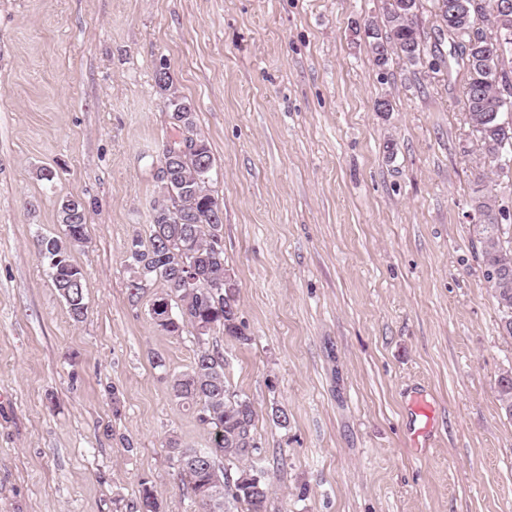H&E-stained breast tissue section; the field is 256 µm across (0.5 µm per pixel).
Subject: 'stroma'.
I'll return each instance as SVG.
<instances>
[{
    "mask_svg": "<svg viewBox=\"0 0 512 512\" xmlns=\"http://www.w3.org/2000/svg\"><path fill=\"white\" fill-rule=\"evenodd\" d=\"M387 4L0 0V512H137L145 484L201 512L164 442L208 430L162 379L196 344L126 262L170 132L162 60L214 159L249 341H208L256 406L269 512H512V338L471 245L463 79L379 72L351 26ZM66 196L88 212L79 323L36 248Z\"/></svg>",
    "mask_w": 512,
    "mask_h": 512,
    "instance_id": "obj_1",
    "label": "stroma"
}]
</instances>
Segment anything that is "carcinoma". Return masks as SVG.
Masks as SVG:
<instances>
[{"mask_svg": "<svg viewBox=\"0 0 512 512\" xmlns=\"http://www.w3.org/2000/svg\"><path fill=\"white\" fill-rule=\"evenodd\" d=\"M407 18L396 22L391 14H383L389 25L386 37L379 34V26L365 32L354 29V35L363 36L371 46L372 61L380 69L398 58L404 64L421 66L431 71L448 65V69H462L464 86V109L469 125L478 134L476 151L495 165L494 154L506 157L512 153V137L503 141L499 115L512 109V0H457L468 12L467 25L479 27L483 22L492 25L508 15V37L504 39L500 52L488 48V44L469 46L459 33L458 25L448 17L449 0H432V9L439 36L448 41V56H426L424 32L418 22V13L423 8L422 0H401ZM158 90H166L165 107L171 113L174 136H180L181 116L194 111L192 103L177 93L169 72H155ZM172 136V137H174ZM172 137L160 145V162L166 163L165 147ZM213 160L209 147L202 152L187 151L176 162L179 175L199 174L197 191L179 197L180 223L149 224L146 237L133 238L128 251V267L137 273L140 264L153 268L147 285L159 284L161 292L154 294L151 303L170 300L171 316L157 326L171 335H180L185 330L196 333L201 322L211 324V332H220L237 341H246L243 325L238 320V295L236 283L224 277L227 268L224 247L213 246L212 238L221 232L222 225L212 219L208 208L214 197L211 187L213 166L200 170L202 162ZM492 178L484 169L476 170L472 207L477 220L472 225L471 243L482 267H494L506 257L512 258V225L501 224L498 216L503 209L498 196L489 189ZM62 230L86 229V208L82 201L65 198L59 203ZM39 255L47 262L52 283L66 290L62 299L68 306L70 316L82 321L87 306L85 303V276L67 251L65 240L60 237H43L39 240ZM177 253L185 258L188 266L201 275L198 282L183 288H174L178 271L171 266L170 255ZM494 299L500 328L512 338V271L509 280L502 283L485 278ZM172 397L181 405L193 409L198 420L211 429L210 446L207 448H185L191 462L182 464L179 454L173 453L174 466L180 481L187 483L203 512H209L208 501L216 483H221L224 508L221 512H267L272 489L263 465V448L255 433L256 409L251 399L232 388L229 379V363L218 349L198 344L190 365L178 372H165ZM498 401L501 409L512 408V378L498 380ZM233 472V481H228L227 471ZM141 512H158V501L152 487L142 485L139 496Z\"/></svg>", "mask_w": 512, "mask_h": 512, "instance_id": "obj_1", "label": "carcinoma"}]
</instances>
